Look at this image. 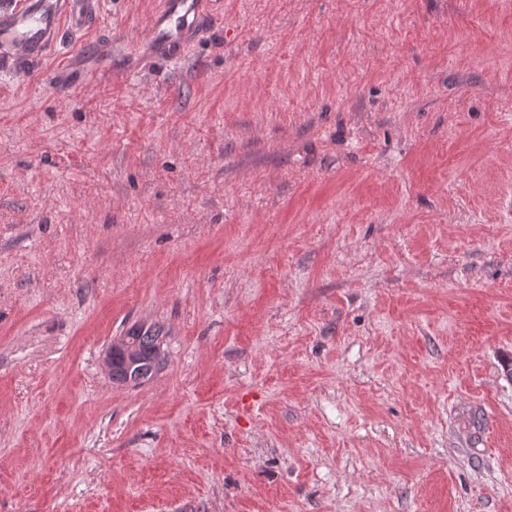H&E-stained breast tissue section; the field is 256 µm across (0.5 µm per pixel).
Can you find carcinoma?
<instances>
[{
    "label": "carcinoma",
    "mask_w": 512,
    "mask_h": 512,
    "mask_svg": "<svg viewBox=\"0 0 512 512\" xmlns=\"http://www.w3.org/2000/svg\"><path fill=\"white\" fill-rule=\"evenodd\" d=\"M135 354L133 363L119 356L112 362V382L116 384H140L153 376L162 368L165 359V337L160 327L140 324L133 326L122 337Z\"/></svg>",
    "instance_id": "cac0c4a2"
}]
</instances>
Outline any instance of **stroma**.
I'll list each match as a JSON object with an SVG mask.
<instances>
[{"mask_svg":"<svg viewBox=\"0 0 512 512\" xmlns=\"http://www.w3.org/2000/svg\"><path fill=\"white\" fill-rule=\"evenodd\" d=\"M157 2L0 67V512H512V0ZM209 4L208 0H162L160 7L152 13L148 22L147 54L132 59L127 70H122V73L140 70L154 58H177L179 42L170 35L171 22L173 20L178 22L180 35L183 38L190 37L195 34L202 19V12L208 8ZM162 335V329L156 325L140 324L128 329L119 340L133 349L135 359L130 364L121 355L113 362L112 353H107L104 363L108 372L112 370V382L136 385L155 376L165 359L166 336Z\"/></svg>","mask_w":512,"mask_h":512,"instance_id":"1","label":"stroma"}]
</instances>
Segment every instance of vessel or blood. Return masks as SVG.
I'll return each mask as SVG.
<instances>
[{
	"label": "vessel or blood",
	"instance_id": "1",
	"mask_svg": "<svg viewBox=\"0 0 512 512\" xmlns=\"http://www.w3.org/2000/svg\"><path fill=\"white\" fill-rule=\"evenodd\" d=\"M98 0H18L12 8H0V63L16 66L46 56L62 19L82 28L96 15ZM209 0H161L148 22V52L130 62L138 70L155 58L174 59L179 44L170 35L178 22L182 37L195 34Z\"/></svg>",
	"mask_w": 512,
	"mask_h": 512
}]
</instances>
